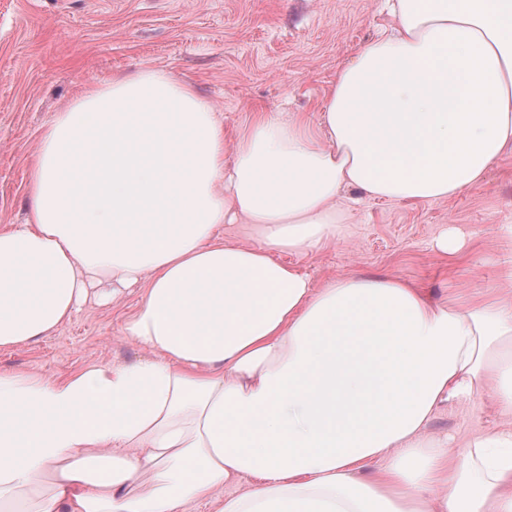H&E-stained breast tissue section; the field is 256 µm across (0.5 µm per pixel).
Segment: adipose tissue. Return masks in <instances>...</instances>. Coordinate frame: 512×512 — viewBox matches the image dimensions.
<instances>
[{
  "instance_id": "obj_1",
  "label": "adipose tissue",
  "mask_w": 512,
  "mask_h": 512,
  "mask_svg": "<svg viewBox=\"0 0 512 512\" xmlns=\"http://www.w3.org/2000/svg\"><path fill=\"white\" fill-rule=\"evenodd\" d=\"M317 121L224 124L146 70L85 90L41 138L27 223L0 231V349L91 288L142 289L147 356L0 372V512H512V260L436 299L315 283L349 188L440 200L512 151V0H396ZM246 224L252 241L225 240ZM489 399L493 428L436 435ZM468 425L461 417L448 412V409H443L433 419L430 430L435 434H463Z\"/></svg>"
}]
</instances>
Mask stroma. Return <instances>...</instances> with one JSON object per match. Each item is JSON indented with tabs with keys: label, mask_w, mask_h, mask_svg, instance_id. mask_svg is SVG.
Instances as JSON below:
<instances>
[{
	"label": "stroma",
	"mask_w": 512,
	"mask_h": 512,
	"mask_svg": "<svg viewBox=\"0 0 512 512\" xmlns=\"http://www.w3.org/2000/svg\"><path fill=\"white\" fill-rule=\"evenodd\" d=\"M393 23L385 0H0V230L25 223L41 135L90 87L162 70L193 86L224 122L233 148L258 112L316 119L338 72ZM336 238L292 256L315 280L353 273L402 278L435 297L499 284L512 242V153L486 179L445 200L389 201L346 190ZM449 227L456 254L436 246ZM140 299L96 297L43 338L0 349V371L63 379L82 367L133 362L123 332Z\"/></svg>",
	"instance_id": "35a3bbf8"
}]
</instances>
